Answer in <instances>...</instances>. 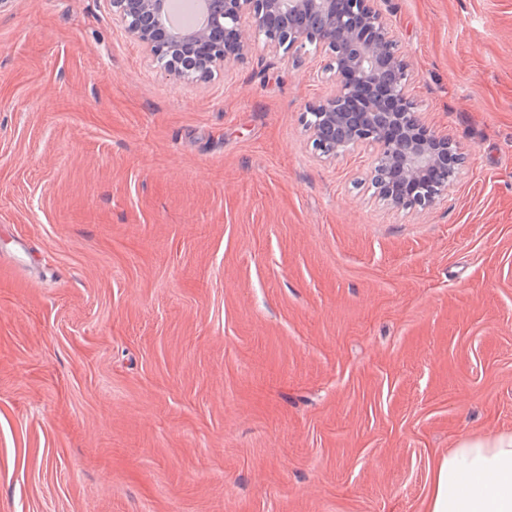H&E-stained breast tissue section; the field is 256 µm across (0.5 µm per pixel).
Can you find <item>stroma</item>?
Masks as SVG:
<instances>
[{"instance_id":"stroma-1","label":"stroma","mask_w":512,"mask_h":512,"mask_svg":"<svg viewBox=\"0 0 512 512\" xmlns=\"http://www.w3.org/2000/svg\"><path fill=\"white\" fill-rule=\"evenodd\" d=\"M375 7L427 208L316 149L325 53L180 82L111 0L0 9V512H425L512 434V0Z\"/></svg>"}]
</instances>
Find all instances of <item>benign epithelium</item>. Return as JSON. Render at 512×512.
I'll use <instances>...</instances> for the list:
<instances>
[{
  "label": "benign epithelium",
  "instance_id": "7a95c632",
  "mask_svg": "<svg viewBox=\"0 0 512 512\" xmlns=\"http://www.w3.org/2000/svg\"><path fill=\"white\" fill-rule=\"evenodd\" d=\"M209 25L189 35L161 21L164 0H112V15L166 73L203 81L263 41L296 61L309 45L331 58L333 90L306 106L318 149L376 152L371 183L395 207L431 206L448 191L444 157L457 149L411 105L408 68L374 0H210Z\"/></svg>",
  "mask_w": 512,
  "mask_h": 512
}]
</instances>
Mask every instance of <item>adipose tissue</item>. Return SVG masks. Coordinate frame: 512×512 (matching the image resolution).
<instances>
[{
  "instance_id": "obj_1",
  "label": "adipose tissue",
  "mask_w": 512,
  "mask_h": 512,
  "mask_svg": "<svg viewBox=\"0 0 512 512\" xmlns=\"http://www.w3.org/2000/svg\"><path fill=\"white\" fill-rule=\"evenodd\" d=\"M426 512H512V434L449 449L435 465Z\"/></svg>"
}]
</instances>
